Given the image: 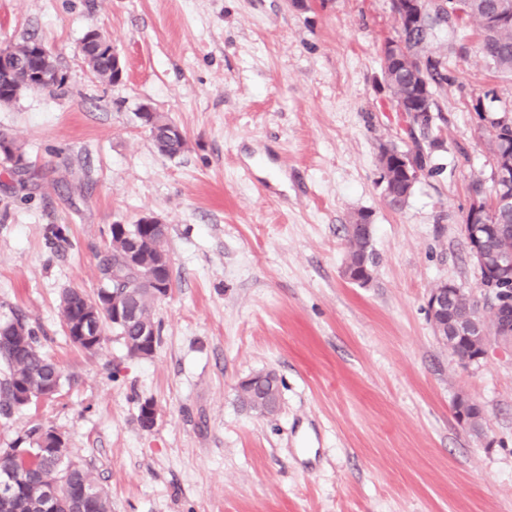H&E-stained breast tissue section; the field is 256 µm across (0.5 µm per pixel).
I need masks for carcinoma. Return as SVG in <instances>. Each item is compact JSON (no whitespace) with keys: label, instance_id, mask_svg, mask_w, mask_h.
<instances>
[{"label":"carcinoma","instance_id":"1","mask_svg":"<svg viewBox=\"0 0 512 512\" xmlns=\"http://www.w3.org/2000/svg\"><path fill=\"white\" fill-rule=\"evenodd\" d=\"M448 14L454 16L453 23H474L480 31L477 52L486 64L500 74L512 77V19L499 22L501 0H447ZM97 41L88 42L82 38L80 52L93 76L103 82L116 83L121 79L123 66L117 65L112 54L111 41L96 33ZM415 54L430 62L427 75L428 89L421 100H430L436 89L448 82L447 56L439 55L432 49V40L438 31L409 34ZM38 41L29 39L21 44H7L0 47V58H6V65L0 66V102H10L24 91H40L54 87L60 89L65 76L56 63H47L45 56L37 53ZM383 72L388 77L387 88L396 95H411L412 62L383 61ZM142 124L148 127L157 150L174 157L184 150L185 136L171 131V119L147 107L141 108ZM0 161L10 176L31 174L32 165L21 145L8 133L0 131ZM411 193L399 177L389 183L387 205L396 210L407 202ZM139 239L145 247L142 262L149 266L154 261L155 247L166 244L167 225L132 224L125 225L123 235L110 233V240L100 259V285L92 297L76 301L74 290L61 296L60 309L63 327L67 328L81 321L89 312L99 314L102 326L112 324V311L99 308L104 300L112 299L114 292H128L133 299L136 314L130 321L117 324L115 328L122 336L129 353L136 355L146 351L141 336L146 325L156 326L151 308L159 301L156 285L142 273L126 267L125 253L130 240ZM371 239L361 231L347 233V262L354 264L362 256L372 253ZM487 243L499 251L512 252V207L499 208L494 213L493 226L487 232ZM448 308L467 312L479 309L478 301L469 294L460 292L448 300ZM0 360L8 369L7 376L0 382V415L9 417L13 410L24 407L14 398V390L24 387L36 394L48 382L62 379L59 365L42 351L39 337L28 326L23 316L11 309L0 318ZM45 427L33 424L27 435L36 450L28 454L10 453L0 449V469H8L16 477L17 490L12 497L9 512H41L43 496L42 478L52 472L67 473L66 490L61 492L58 512H112L108 494L91 476L89 469L74 460L66 449L57 456L37 451Z\"/></svg>","mask_w":512,"mask_h":512}]
</instances>
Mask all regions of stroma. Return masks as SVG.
Instances as JSON below:
<instances>
[{
    "instance_id": "obj_1",
    "label": "stroma",
    "mask_w": 512,
    "mask_h": 512,
    "mask_svg": "<svg viewBox=\"0 0 512 512\" xmlns=\"http://www.w3.org/2000/svg\"><path fill=\"white\" fill-rule=\"evenodd\" d=\"M92 27L120 82L80 56ZM395 27L390 0H0V45L37 39L65 76L0 103V130L41 173L0 169V313L26 315L63 373L55 399L0 416V448L52 427L112 512H512V350L462 365L426 308L443 282L485 297L461 224L472 182L491 181L488 116L512 108V77L477 53L476 25L448 29L468 52L422 130L383 81ZM144 106L180 126V155L158 152ZM393 144L425 157L399 210L378 167ZM361 212L365 285L343 275ZM146 215L168 226L160 341L133 357L109 329L84 351L59 298L94 294L111 225ZM263 371L280 385L268 416L238 397ZM460 394L478 428L456 420Z\"/></svg>"
}]
</instances>
